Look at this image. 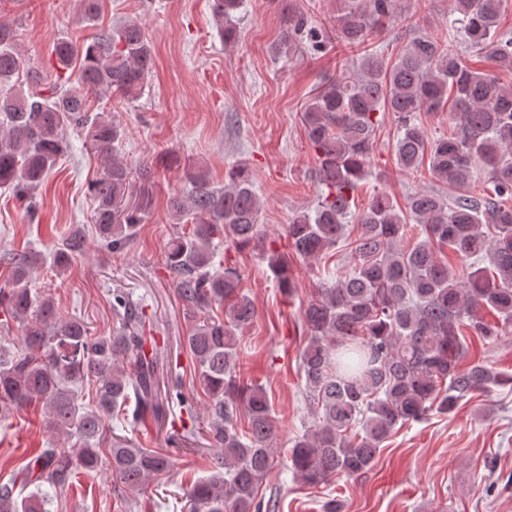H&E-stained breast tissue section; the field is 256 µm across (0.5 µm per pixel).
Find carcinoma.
Segmentation results:
<instances>
[{"instance_id":"cac0c4a2","label":"carcinoma","mask_w":512,"mask_h":512,"mask_svg":"<svg viewBox=\"0 0 512 512\" xmlns=\"http://www.w3.org/2000/svg\"><path fill=\"white\" fill-rule=\"evenodd\" d=\"M245 0H212L220 35L237 36V13ZM398 0H364L337 19L336 36L360 51L358 68L342 70L310 99L302 112L315 151L321 193L312 210L284 227L291 253L273 251L268 267L279 288H294L295 259L324 254L344 239L348 224L360 233L349 243L346 276L323 281L301 306L307 342L300 354L304 391L313 422L289 450L290 470L309 484L354 479L367 473L392 431L433 414L449 415L468 396L512 386V375L482 360L464 364L467 337L496 342L512 325V87L494 71L459 61L453 44L412 36L393 61L364 50L373 29L396 18ZM508 0H453L448 36L463 32L469 48L488 53L512 71V35L499 31ZM62 71L77 85L52 84L37 93L4 91L19 71L14 29L0 21V187L24 199L37 190L70 149L67 132L110 155L90 187L94 223L107 249L121 252L136 236L145 207L133 199L128 165L118 157L123 127L104 113H88L85 96L99 89L128 99L142 93L153 66V47L142 23L128 20L91 42L60 40L54 50ZM453 94L456 131L430 140L417 123L420 112H438ZM397 122V165L431 175L460 190L443 195L419 190L400 208L374 194L359 213L351 202L374 144L379 115ZM171 209L190 224L170 239L166 264L176 292L192 318L185 346L202 391L210 399L208 436L214 475L188 490V512H272L258 489L275 468L276 424L265 389L239 373L238 331L255 317L232 266L214 269L215 240L237 248L264 246L262 202L241 167L228 184L213 186L198 172L187 196L170 198ZM420 230L406 247L410 224ZM467 263L460 277L442 249ZM84 238L65 237L52 254L61 271L83 253ZM0 286V328H20V346L0 345V419L40 404L47 427L72 442L39 449L14 480L0 484V512H47V485L61 494L77 475L101 462L109 440L112 480L128 507L143 505L151 477L171 467L168 456L112 433L107 421L139 422L159 409L158 349L147 348L145 323L136 306L116 296L119 326L91 335L75 317L64 318L52 298L33 288V262L13 258ZM224 316L212 315L213 306ZM500 323L485 320L484 311ZM92 402L83 403L84 386ZM247 428H238V420ZM35 487L25 493L29 487Z\"/></svg>"}]
</instances>
